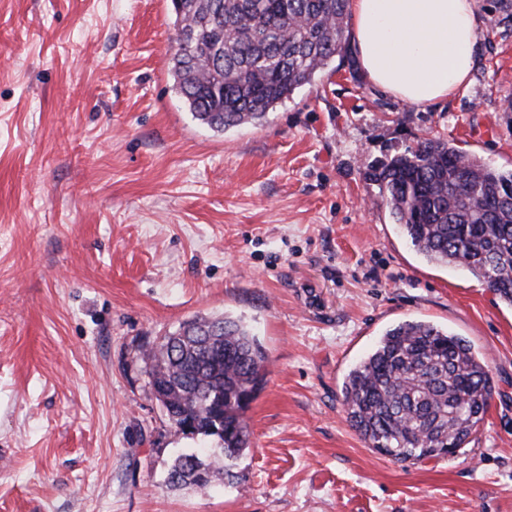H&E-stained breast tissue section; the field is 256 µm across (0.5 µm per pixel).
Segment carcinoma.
<instances>
[{"label": "carcinoma", "mask_w": 512, "mask_h": 512, "mask_svg": "<svg viewBox=\"0 0 512 512\" xmlns=\"http://www.w3.org/2000/svg\"><path fill=\"white\" fill-rule=\"evenodd\" d=\"M350 0H172L171 74L195 119L218 131L260 123L345 58ZM376 183L408 245L429 263L462 268L512 306V171L453 142L426 138L377 162ZM151 389L222 448L179 455L168 485L205 488L249 445L246 410L267 355L229 315L197 316L142 352ZM472 346L445 328L406 321L347 374L343 406L368 447L401 463L448 455L469 440L493 394Z\"/></svg>", "instance_id": "obj_1"}]
</instances>
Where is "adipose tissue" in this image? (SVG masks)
Segmentation results:
<instances>
[{"instance_id":"1","label":"adipose tissue","mask_w":512,"mask_h":512,"mask_svg":"<svg viewBox=\"0 0 512 512\" xmlns=\"http://www.w3.org/2000/svg\"><path fill=\"white\" fill-rule=\"evenodd\" d=\"M353 45L368 80L410 104L469 85L480 30L475 0H352Z\"/></svg>"}]
</instances>
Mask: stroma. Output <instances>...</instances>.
Instances as JSON below:
<instances>
[{
    "instance_id": "stroma-1",
    "label": "stroma",
    "mask_w": 512,
    "mask_h": 512,
    "mask_svg": "<svg viewBox=\"0 0 512 512\" xmlns=\"http://www.w3.org/2000/svg\"><path fill=\"white\" fill-rule=\"evenodd\" d=\"M467 90L409 105L336 61L222 132L174 88L171 0H0V512H512V309L409 248L376 161L427 137L512 169V21L476 0ZM268 355L228 477L171 490L183 433L142 351L200 315ZM469 341L494 392L449 457L400 463L342 384L389 327Z\"/></svg>"
}]
</instances>
